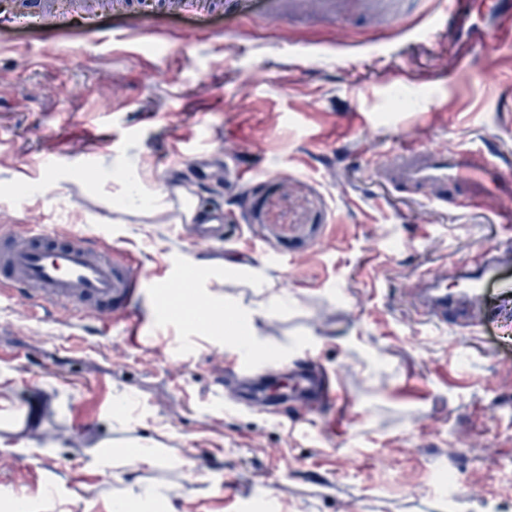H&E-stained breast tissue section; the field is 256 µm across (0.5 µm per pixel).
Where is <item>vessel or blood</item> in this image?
<instances>
[{"instance_id":"1","label":"vessel or blood","mask_w":512,"mask_h":512,"mask_svg":"<svg viewBox=\"0 0 512 512\" xmlns=\"http://www.w3.org/2000/svg\"><path fill=\"white\" fill-rule=\"evenodd\" d=\"M49 0H29L22 24L38 27L45 39L56 29L48 9ZM266 12L281 10L308 12L317 17L336 19L360 11L364 15L381 13L393 4L392 19L406 15V0H264ZM379 178L397 186L417 187L438 201L448 192L460 189L477 178L496 176L492 160L473 159L471 153L449 156L444 149H419L407 144L399 148L394 160L379 165ZM143 281L133 267L117 260L111 247L80 232L60 235L46 225L29 224L24 230L0 226V296L26 305L30 316L46 310L66 319L109 322L116 317H135L134 292ZM458 286L448 290L441 276L413 282L410 292L429 321L481 329L498 322L512 305V250L491 252L473 268H459ZM299 392L328 397L333 395L326 375L311 369L297 384Z\"/></svg>"}]
</instances>
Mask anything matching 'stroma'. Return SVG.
<instances>
[{"mask_svg":"<svg viewBox=\"0 0 512 512\" xmlns=\"http://www.w3.org/2000/svg\"><path fill=\"white\" fill-rule=\"evenodd\" d=\"M195 10L143 14L106 0H55V42L0 26V225L76 230L131 255L148 274L138 324L32 319L0 298V481L35 497L55 485L96 501L95 447L150 443L147 483L177 512H512V348L498 328H444L409 297L416 275L480 264L512 246L499 203L512 191V35L479 41L494 5L448 38L443 5L398 23L269 18ZM96 26L140 31L107 49ZM493 153L501 177L447 202L380 182L403 141ZM230 226L193 246L176 193ZM159 199L120 208L126 186ZM199 291L241 312L256 352L222 328L168 317L180 267ZM284 298L260 308L257 284ZM277 358L283 391L312 360L334 373L335 401L313 411L231 405L224 365ZM131 397L125 423L116 399ZM47 453L16 445L58 433ZM465 476L444 489L442 473Z\"/></svg>","mask_w":512,"mask_h":512,"instance_id":"35a3bbf8","label":"stroma"}]
</instances>
